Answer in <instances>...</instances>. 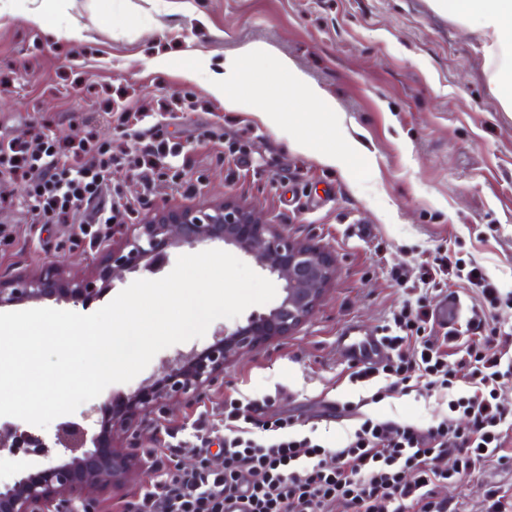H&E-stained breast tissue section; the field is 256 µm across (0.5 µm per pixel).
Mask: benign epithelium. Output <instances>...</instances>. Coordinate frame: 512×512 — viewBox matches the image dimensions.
I'll use <instances>...</instances> for the list:
<instances>
[{"label":"benign epithelium","mask_w":512,"mask_h":512,"mask_svg":"<svg viewBox=\"0 0 512 512\" xmlns=\"http://www.w3.org/2000/svg\"><path fill=\"white\" fill-rule=\"evenodd\" d=\"M212 241L231 244L262 268L284 280L285 297L266 314H254L246 325L219 332V339L202 350L181 352L161 376L143 382L130 394L105 408L100 430L88 434L79 425L61 435L70 459H53L41 440L19 428L0 440V452L37 450L45 463L13 486L0 491V512H97L96 494L124 481L136 463L116 446V436L128 431L164 404L194 398L224 377V367L245 354L288 335L316 309L336 275L330 251L311 242L283 236L262 224L248 208L226 201L206 208H170L133 225L123 240L112 245L90 275L70 277L62 267L40 270L23 278L0 280V308L47 299H64L88 306L100 284L137 269L144 261H162L177 244L191 246ZM89 442L80 455L74 449Z\"/></svg>","instance_id":"7a95c632"}]
</instances>
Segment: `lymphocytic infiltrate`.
<instances>
[{"mask_svg": "<svg viewBox=\"0 0 512 512\" xmlns=\"http://www.w3.org/2000/svg\"><path fill=\"white\" fill-rule=\"evenodd\" d=\"M131 144H112L89 129L60 143L45 134L0 141V208L21 199L41 223L79 225L85 237L106 239L136 206L151 200L156 171L179 143L136 129ZM137 176L141 191L128 195L115 174ZM463 281L482 302L496 307L501 295L479 265L443 254L422 274L424 284ZM473 340L449 359L433 338L422 295L412 294L385 327L387 360L350 372L365 383L379 376L403 392L448 395V412L428 426L361 413L342 403L354 420L339 445L326 446L297 432L290 416L265 415L264 403L230 399L224 409V441L212 448L198 435L191 450L196 469L165 471L144 490L132 512H225L224 503L245 496L249 512H452L440 489L455 488L512 440V403L502 391L512 383V331L473 314Z\"/></svg>", "mask_w": 512, "mask_h": 512, "instance_id": "1", "label": "lymphocytic infiltrate"}]
</instances>
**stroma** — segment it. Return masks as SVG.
Instances as JSON below:
<instances>
[{
    "instance_id": "35a3bbf8",
    "label": "stroma",
    "mask_w": 512,
    "mask_h": 512,
    "mask_svg": "<svg viewBox=\"0 0 512 512\" xmlns=\"http://www.w3.org/2000/svg\"><path fill=\"white\" fill-rule=\"evenodd\" d=\"M30 6L0 0V140L37 129L64 141L80 134L88 118L115 143L128 141L129 128H154L185 144L179 161L193 192L163 189L132 213L131 223L160 209L208 207L228 197L291 239L336 257L333 284L291 335L229 364L200 397L172 402L132 426L137 469L123 485L98 493L100 512H127L158 482L168 442L190 439L197 423L208 424V436H223L224 402L231 398L265 401L267 414L294 415L300 433L338 442L348 425L342 402L369 396L386 380L351 382L336 338L350 323L381 331L404 304L405 290L388 276L394 265L417 269L443 251L477 262L502 295L492 321L512 326V112L502 110L487 82L479 36L433 15L427 0H71L68 15L48 18L43 28L25 19ZM73 24L79 35L61 36ZM256 43L271 54L247 63L248 81L287 84L276 59L288 57L335 99L329 138L346 132L364 140L372 162H352L346 173L324 167L292 149L287 132L225 112L201 84L148 69L165 54L175 66L193 61L204 77L225 55ZM139 97L151 100L152 112L132 115L125 127L104 118V102L121 112ZM227 139L253 153L257 165L217 161ZM1 224L10 226L13 241L0 247V278L73 256L84 263L69 272L81 275L106 249L90 245L78 225L34 223L21 203L0 211ZM191 251L173 247L161 267L144 265L112 280L99 305L134 280L167 275ZM177 351L161 350L134 380L107 386L33 434L52 446L65 426L94 430L93 408L160 374ZM446 408L438 396L412 392L366 411L426 425ZM489 485L512 490V466L490 461L452 495L470 512Z\"/></svg>"
}]
</instances>
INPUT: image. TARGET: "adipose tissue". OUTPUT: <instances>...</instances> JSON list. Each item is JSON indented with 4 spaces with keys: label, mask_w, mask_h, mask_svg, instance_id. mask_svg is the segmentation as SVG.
Here are the masks:
<instances>
[{
    "label": "adipose tissue",
    "mask_w": 512,
    "mask_h": 512,
    "mask_svg": "<svg viewBox=\"0 0 512 512\" xmlns=\"http://www.w3.org/2000/svg\"><path fill=\"white\" fill-rule=\"evenodd\" d=\"M448 17L453 22L478 31L484 38V53L490 62L488 83L496 94L503 111L512 112V0H447ZM266 48L253 45L238 53L225 56L224 70L211 74L207 91L224 105L228 112H245L272 130L285 124L295 125L290 138L291 147L313 155L320 164L347 170L350 159L371 160L372 154L361 142L347 141L345 149H338L335 141L324 135V127L331 123L335 102L323 89L306 81L294 71L288 59H279V70L289 76V100L308 104L305 112L277 115L255 105L252 95L244 91V74L248 61L266 56Z\"/></svg>",
    "instance_id": "adipose-tissue-1"
}]
</instances>
